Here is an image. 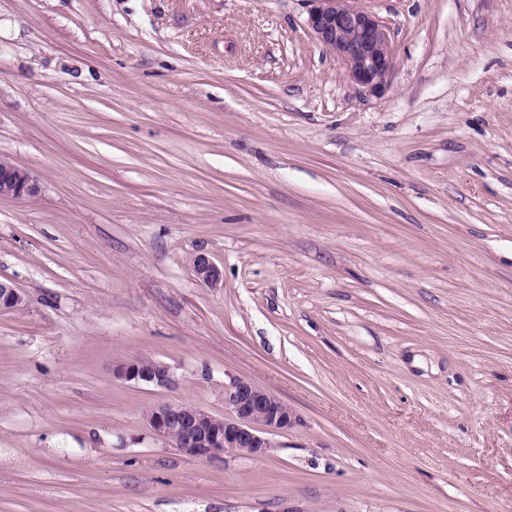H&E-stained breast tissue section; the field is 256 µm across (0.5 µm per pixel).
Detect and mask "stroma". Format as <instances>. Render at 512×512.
I'll return each instance as SVG.
<instances>
[{"label":"stroma","instance_id":"35a3bbf8","mask_svg":"<svg viewBox=\"0 0 512 512\" xmlns=\"http://www.w3.org/2000/svg\"><path fill=\"white\" fill-rule=\"evenodd\" d=\"M361 5L380 96L303 0H0V512H512V0ZM231 376L267 455L151 435ZM307 25L317 41L345 67L347 78L372 95L386 91L393 53L383 22L357 5L360 0H305ZM39 192V182L30 171L0 156V199H24ZM193 268L196 278L205 286L214 287L221 281V271L206 253L195 256ZM112 376L121 382H135L166 388L172 383L168 365L161 361L128 359L112 368ZM150 433L196 459L240 458L265 455L270 436L287 432L297 415L287 402L249 378L230 377L224 383V417L186 403L160 402L145 415Z\"/></svg>","mask_w":512,"mask_h":512}]
</instances>
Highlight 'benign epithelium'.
Instances as JSON below:
<instances>
[{
	"mask_svg": "<svg viewBox=\"0 0 512 512\" xmlns=\"http://www.w3.org/2000/svg\"><path fill=\"white\" fill-rule=\"evenodd\" d=\"M307 25L317 41L345 67L347 78L372 95L386 91L393 76V53L383 22L358 6V0H307ZM40 192L37 178L0 156V199H24ZM199 282L214 287L221 271L205 253L195 256ZM24 303L13 285L0 282V309ZM112 376L166 388L172 383L168 365L161 361L128 359L115 364ZM150 433L182 455L219 459L224 454L257 458L273 447L271 436L294 428L297 415L287 402L249 378L230 377L224 384V416L186 403L160 402L145 415Z\"/></svg>",
	"mask_w": 512,
	"mask_h": 512,
	"instance_id": "benign-epithelium-1",
	"label": "benign epithelium"
}]
</instances>
